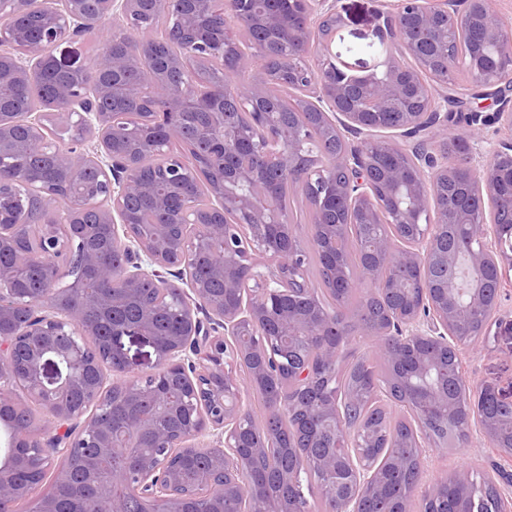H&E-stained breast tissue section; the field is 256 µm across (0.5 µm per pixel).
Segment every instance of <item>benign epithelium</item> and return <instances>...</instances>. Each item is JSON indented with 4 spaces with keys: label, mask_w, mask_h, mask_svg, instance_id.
<instances>
[{
    "label": "benign epithelium",
    "mask_w": 512,
    "mask_h": 512,
    "mask_svg": "<svg viewBox=\"0 0 512 512\" xmlns=\"http://www.w3.org/2000/svg\"><path fill=\"white\" fill-rule=\"evenodd\" d=\"M231 5L229 19L260 25L268 38L285 47L283 76L301 92L296 120L282 129V113L265 106L268 78L253 67V57L213 38L224 31L212 15ZM278 0H0V88L22 85L36 72L57 74L54 110L29 108L23 123L41 138L49 156L48 172L29 178L14 159L28 153L29 141L14 134L12 102L0 98V204L12 206L9 224H0V254L13 255L14 271L0 267V415L15 409V391L24 390L42 408L35 425L23 428L6 420L9 438L0 460V508L37 491L49 473L66 484L70 469L54 466L77 448H91L83 461L89 478L117 448H130V466L122 480L128 495L109 487L96 490L94 512H129L134 497L150 512H184L188 502L212 498L224 483V512H303V486L309 470L290 468L278 481L292 495L267 497L245 478L243 449L265 455L271 445V418L295 422L310 446L324 448L319 471L331 477L326 491L332 512H361V500L379 494V454L389 447L384 425L396 412L408 423L420 421V408L448 409V385L440 380L422 386L414 404L391 395L393 382L373 384L372 395L383 411L381 421L355 437L354 455L342 466L331 451L344 433L343 398L328 388L326 369L336 365L338 344L325 335L342 318L326 312L319 291L306 274L308 249L296 245L292 218L279 202L285 179L308 189L314 235L310 247L320 253L346 246L371 258L358 274L346 265L327 271L335 288L370 287L408 298L369 325L381 341L394 378L413 373L426 377L438 366L435 355L448 351L454 337L456 358L468 346L462 340L471 310L493 293L500 300L512 287V231L464 214L497 212L501 182L512 161V29L502 13L479 7V0H387L381 12L380 40L405 46L407 62L386 57L380 68L353 74L330 45L342 24L336 0H293L285 14ZM172 17L183 33L182 49H163L164 41L145 16ZM479 37L483 51L467 63L468 96H495L492 112L468 108L448 111V96L435 94L438 79L428 71H445L460 57L448 53V31ZM88 31L109 37L107 47L79 66L58 59L52 48L75 41ZM230 66L239 80L197 86L188 60ZM77 130L63 146L45 134L47 124ZM461 125L462 139L430 151L418 137L448 136V124ZM342 136V153L326 162L318 131ZM393 132L386 142L390 163L381 178L371 171L364 134ZM189 142L194 153L174 146ZM147 156L161 159L153 175L139 172ZM411 160L419 176L409 174ZM92 165L99 180L88 193L74 191L71 174ZM447 178L465 200L464 213L439 204L436 187ZM39 203L45 216L38 254L15 246L27 224L24 198ZM134 202L149 204L151 221L134 218ZM92 208L97 223L83 224ZM373 231L351 237V225ZM441 224H459L469 244L456 248L441 241ZM493 260L497 279L487 285L484 264ZM38 268L48 303L22 290L23 273ZM223 284V293L210 282ZM157 291L135 318L112 324L107 339L102 324L138 298L143 286ZM174 301L184 320L178 334L161 341L154 325L161 309ZM146 336L154 349L153 369L113 383L131 408L117 422L111 417L112 394L105 389V369L124 373L129 366L124 338ZM302 382L305 396L285 405L273 395L263 401L258 421L248 407L257 384L282 372ZM487 397L512 412L490 384L475 389L471 431L495 437L502 416L481 410ZM151 442L155 452L144 451ZM21 470L30 475L22 485ZM464 500L479 492L477 480L458 473ZM448 475L412 487L403 512H439Z\"/></svg>",
    "instance_id": "obj_1"
}]
</instances>
